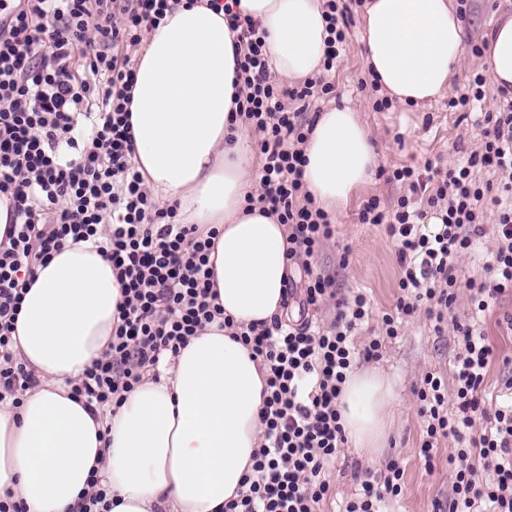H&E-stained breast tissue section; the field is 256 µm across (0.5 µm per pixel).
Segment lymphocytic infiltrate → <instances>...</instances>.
<instances>
[{"mask_svg": "<svg viewBox=\"0 0 512 512\" xmlns=\"http://www.w3.org/2000/svg\"><path fill=\"white\" fill-rule=\"evenodd\" d=\"M178 2L0 0V402L21 407L40 385L12 349L27 275L67 243L93 242L111 262L123 300L106 351L75 381L74 396L96 412L119 407L165 354H178L218 324L250 346L266 376L264 441L253 455L252 475L224 512H318L330 490L326 470L347 441L339 398L355 359L379 358L384 338H396L419 311L443 322L458 286H466L481 312L489 300L512 295V102L485 113L484 140L464 164L394 169L392 180L405 184L407 194L390 207L375 197L362 204L359 223L384 225L395 243L400 293L393 312L382 317L384 338L355 348L352 336L368 319L370 301L360 291L337 299L331 276L311 274L336 229L302 180L303 146L315 125L306 103L335 90L325 74L345 50L348 8L325 0L324 72L289 86L270 74L259 23L238 12L237 0H210L241 46L236 114L259 135L256 189L245 200L286 227L289 263L309 272L304 307L336 302V316L325 327L278 316L242 326L225 315L213 290L216 230L178 223L176 207L159 204L133 161L131 51ZM481 170L504 176L502 196L478 179ZM489 201L500 208L491 274L459 283L455 263L483 234ZM430 210L441 222L426 233L421 223ZM458 331L463 349L452 383L430 373L417 392L427 470L438 464L439 439L458 445L451 492L434 502L433 512H512V402H486L483 383L494 349L472 327ZM479 419L486 423L483 433L469 438ZM402 479L395 462L384 472H365L346 512H380L401 494Z\"/></svg>", "mask_w": 512, "mask_h": 512, "instance_id": "lymphocytic-infiltrate-1", "label": "lymphocytic infiltrate"}]
</instances>
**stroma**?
<instances>
[{
	"mask_svg": "<svg viewBox=\"0 0 512 512\" xmlns=\"http://www.w3.org/2000/svg\"><path fill=\"white\" fill-rule=\"evenodd\" d=\"M354 21L350 27L348 47L329 79L336 86L335 105H353L361 115L380 153V174L360 188L345 210L337 215L338 233L335 245L327 246L317 259L318 268L325 270L336 281L338 296L351 295L353 291H366L373 304V315L368 323L357 330L355 342L364 343L369 337L381 334L382 316L390 311L398 296V267L394 258V245L384 228L357 221V211L362 202L371 196L386 205L394 204L403 194L398 182L388 181V170L417 165L431 159L443 168L463 161L466 152L480 143L481 129L477 124L479 111H452L447 98H440L423 109L407 110L398 106L379 112L373 107L375 92H358L356 83L365 76L362 54L360 8H353ZM512 17V0H471L464 17L466 36L480 44L486 40L492 27L504 17ZM496 207L485 212L483 237L478 240L479 255L463 256L456 262V275L460 283L458 296L448 311L442 332H435L433 319L419 314L402 330L400 336L389 340L380 359L368 362L357 360L356 370L377 368L391 376L396 383L398 403L393 413V425L388 446L380 457L370 459L345 444L336 466L330 473L332 492L321 504V512H344L347 501L356 489L352 477L354 469L385 471L390 462H398L404 471L402 494L389 507V512H432L435 499L451 491L453 469L440 467L428 471L419 455L424 436V424L418 414L417 391L427 373H452L456 354L461 349L458 326L472 325L493 344L497 358L486 379L488 397L501 392L503 382L512 376V295L491 301L485 316L472 315L465 283L482 274L481 255L495 246ZM347 244L351 255L347 267L336 262L337 248Z\"/></svg>",
	"mask_w": 512,
	"mask_h": 512,
	"instance_id": "stroma-1",
	"label": "stroma"
}]
</instances>
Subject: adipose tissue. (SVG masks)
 <instances>
[{"instance_id": "adipose-tissue-1", "label": "adipose tissue", "mask_w": 512, "mask_h": 512, "mask_svg": "<svg viewBox=\"0 0 512 512\" xmlns=\"http://www.w3.org/2000/svg\"><path fill=\"white\" fill-rule=\"evenodd\" d=\"M323 0H240L266 30L275 73L320 72ZM234 35L207 0H183L137 53L132 89L133 159L181 223L219 229L210 255L226 315L242 324L283 314L286 228L246 211L252 155L235 111ZM364 62L394 104L421 107L449 92L466 51L465 24L449 0H367ZM491 82L512 89V18L486 50ZM303 180L316 205L342 212L374 176L380 155L350 106L320 112L305 146ZM122 300L111 263L93 243L64 246L34 269L13 350L41 384L21 408L0 403V496L28 512H72L91 470L110 490L112 512H222L252 472L260 443L265 374L251 351L216 326L165 355L113 414L97 418L70 383L106 350ZM342 423L361 453L380 455L397 402L377 369L349 373Z\"/></svg>"}]
</instances>
